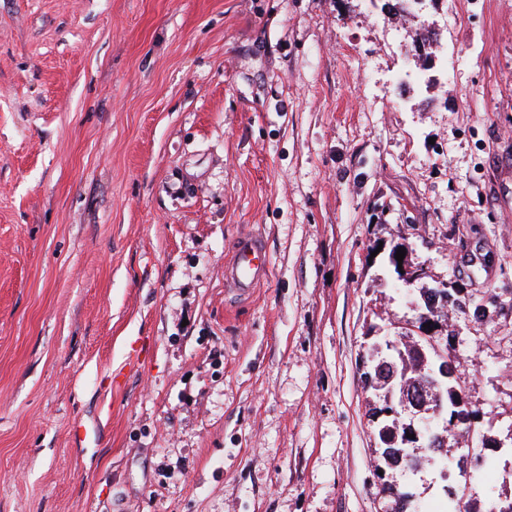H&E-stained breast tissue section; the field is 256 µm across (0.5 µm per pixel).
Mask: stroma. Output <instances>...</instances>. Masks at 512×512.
<instances>
[{
  "label": "stroma",
  "instance_id": "35a3bbf8",
  "mask_svg": "<svg viewBox=\"0 0 512 512\" xmlns=\"http://www.w3.org/2000/svg\"><path fill=\"white\" fill-rule=\"evenodd\" d=\"M384 3L0 0V512H479L378 479L363 378L457 280L512 498V0ZM266 264V254L261 243L246 235L237 242L232 259L224 269L225 281L243 292L253 290Z\"/></svg>",
  "mask_w": 512,
  "mask_h": 512
}]
</instances>
